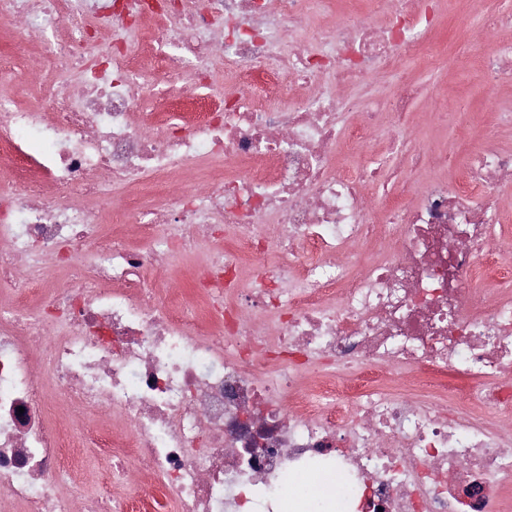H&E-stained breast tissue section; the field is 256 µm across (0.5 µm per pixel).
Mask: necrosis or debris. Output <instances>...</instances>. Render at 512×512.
Here are the masks:
<instances>
[{
	"label": "necrosis or debris",
	"instance_id": "1",
	"mask_svg": "<svg viewBox=\"0 0 512 512\" xmlns=\"http://www.w3.org/2000/svg\"><path fill=\"white\" fill-rule=\"evenodd\" d=\"M313 0H0L24 72L31 30L53 72L41 105L0 95V504L69 512L72 432L47 392L111 413L83 444L113 482L150 474L153 494L83 499L81 512H276L290 474L334 470L362 512H492L512 442L460 409L446 377L512 411V148L471 152L454 181L415 142L403 78L390 103L336 97L425 53L432 0H354L322 42L283 45ZM388 16L378 25L376 15ZM236 78L206 96L214 38ZM280 99L244 96L241 86ZM387 130L385 148L372 135ZM355 168L338 164L342 147ZM206 175L203 193L168 183ZM120 191L125 221L109 224ZM144 246H131L127 225ZM213 250L188 294L148 287L174 254ZM54 257L63 288L28 272ZM494 282L492 294L478 286ZM437 397L410 402L396 373ZM256 408L261 422L244 425Z\"/></svg>",
	"mask_w": 512,
	"mask_h": 512
}]
</instances>
